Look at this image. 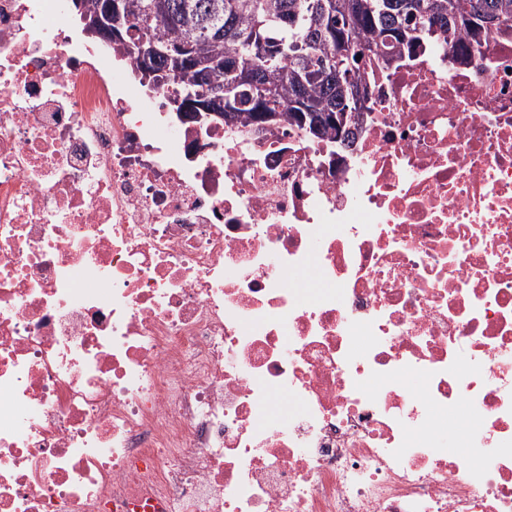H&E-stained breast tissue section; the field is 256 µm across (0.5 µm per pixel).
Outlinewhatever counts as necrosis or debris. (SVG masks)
I'll use <instances>...</instances> for the list:
<instances>
[{
	"label": "necrosis or debris",
	"mask_w": 512,
	"mask_h": 512,
	"mask_svg": "<svg viewBox=\"0 0 512 512\" xmlns=\"http://www.w3.org/2000/svg\"><path fill=\"white\" fill-rule=\"evenodd\" d=\"M394 55L314 142L0 0V512H512V27Z\"/></svg>",
	"instance_id": "1"
}]
</instances>
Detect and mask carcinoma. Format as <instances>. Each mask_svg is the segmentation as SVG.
Returning a JSON list of instances; mask_svg holds the SVG:
<instances>
[{
    "instance_id": "obj_1",
    "label": "carcinoma",
    "mask_w": 512,
    "mask_h": 512,
    "mask_svg": "<svg viewBox=\"0 0 512 512\" xmlns=\"http://www.w3.org/2000/svg\"><path fill=\"white\" fill-rule=\"evenodd\" d=\"M173 14L184 4L197 19L222 5L224 37L213 39L164 14L150 17L153 0H121V24L127 46H136L138 32L190 46L192 66L179 76L181 92L201 93L235 82V67L256 70L255 87H240L242 107L232 124H265L276 114L292 125L312 127L315 117L328 114L318 141L344 140L352 124V104L338 89L336 58L350 48L372 54L392 44L415 48L439 37L440 50L453 60L466 50L481 56L483 42L461 46L458 32L489 35L484 21L512 24V0H166Z\"/></svg>"
}]
</instances>
